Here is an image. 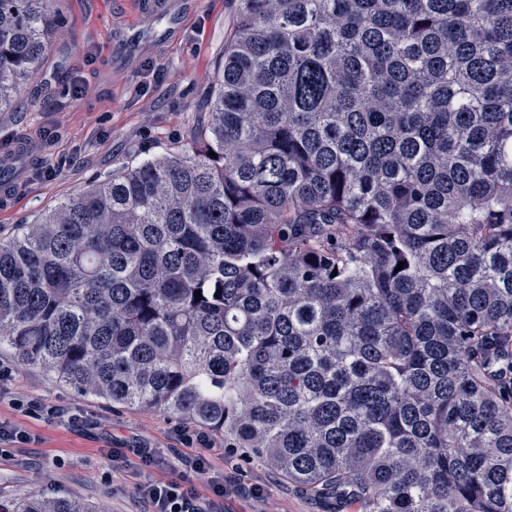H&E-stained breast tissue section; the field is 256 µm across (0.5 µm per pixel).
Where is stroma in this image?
Wrapping results in <instances>:
<instances>
[{
    "label": "stroma",
    "mask_w": 512,
    "mask_h": 512,
    "mask_svg": "<svg viewBox=\"0 0 512 512\" xmlns=\"http://www.w3.org/2000/svg\"><path fill=\"white\" fill-rule=\"evenodd\" d=\"M63 24L50 54L20 91V104L0 112V144L25 138L32 157H17L0 178L15 194L0 207V238L57 206L113 170L149 155L185 147L206 124L207 104L224 62V38L234 19V0H196L181 25L165 33L126 65L117 64L112 41L121 30L150 29L135 0H61ZM53 178H45L46 169ZM12 376L0 383V420L29 432L27 443L0 456V512H17L34 493L64 496L89 512H147L135 493L145 480L178 479L179 459L196 446H178L177 418L154 409L114 407L52 382L39 369L20 366L0 351ZM40 402L54 415H25ZM79 412L84 425L69 427L65 413ZM212 467L235 481L239 494L228 512H253L254 485L267 487V512H340L324 499L288 484L263 467L250 449L224 447L216 436ZM142 443L159 450L165 465L145 467L130 457L112 468L117 445Z\"/></svg>",
    "instance_id": "obj_1"
}]
</instances>
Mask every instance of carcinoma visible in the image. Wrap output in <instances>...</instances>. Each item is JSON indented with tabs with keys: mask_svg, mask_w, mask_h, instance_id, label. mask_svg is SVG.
Listing matches in <instances>:
<instances>
[{
	"mask_svg": "<svg viewBox=\"0 0 512 512\" xmlns=\"http://www.w3.org/2000/svg\"><path fill=\"white\" fill-rule=\"evenodd\" d=\"M59 2L0 0V110ZM235 5L189 147L0 239V347L364 512H512V0Z\"/></svg>",
	"mask_w": 512,
	"mask_h": 512,
	"instance_id": "cac0c4a2",
	"label": "carcinoma"
}]
</instances>
